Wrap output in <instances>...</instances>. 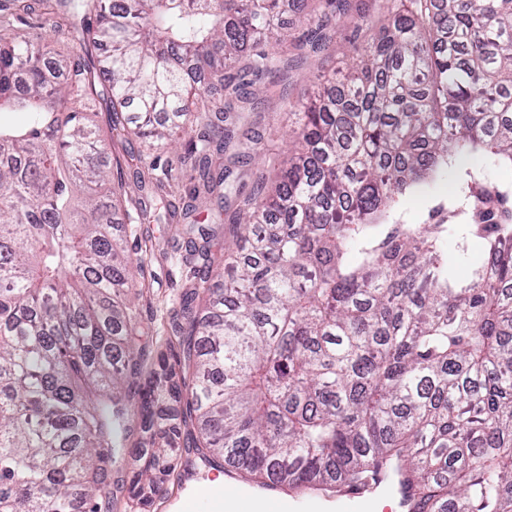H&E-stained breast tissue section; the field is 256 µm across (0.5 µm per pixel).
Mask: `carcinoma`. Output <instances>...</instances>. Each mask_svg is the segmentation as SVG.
Returning a JSON list of instances; mask_svg holds the SVG:
<instances>
[{
  "instance_id": "carcinoma-1",
  "label": "carcinoma",
  "mask_w": 512,
  "mask_h": 512,
  "mask_svg": "<svg viewBox=\"0 0 512 512\" xmlns=\"http://www.w3.org/2000/svg\"><path fill=\"white\" fill-rule=\"evenodd\" d=\"M96 25L80 45L91 72L48 61L0 28V512H109L120 418L152 443L132 455L131 499L149 503L192 450L260 486L354 487L394 467L411 512H512V0H399L391 21L352 43L359 65L289 113L296 150L233 224L248 254L192 242L194 288L175 329L181 368L139 374L125 346V291L140 262L113 232L119 196L94 124L112 94V136L173 145L220 89L278 70L294 0H58ZM332 12L298 49L316 51ZM28 114L15 125L4 112ZM179 162L211 193L230 130L208 123ZM485 157L490 181L470 160ZM455 178L428 224L404 219L420 187ZM130 224L174 217L168 204ZM453 239L484 257L459 274Z\"/></svg>"
}]
</instances>
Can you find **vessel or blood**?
<instances>
[{
    "label": "vessel or blood",
    "instance_id": "vessel-or-blood-1",
    "mask_svg": "<svg viewBox=\"0 0 512 512\" xmlns=\"http://www.w3.org/2000/svg\"><path fill=\"white\" fill-rule=\"evenodd\" d=\"M384 472H377L368 486L336 490L332 486H316L303 492L288 493L279 488L269 490L263 500L264 512H318L319 502L335 503L336 512H368L382 498L380 489ZM183 512H251L245 491L234 471H226L223 486L204 488L187 495Z\"/></svg>",
    "mask_w": 512,
    "mask_h": 512
}]
</instances>
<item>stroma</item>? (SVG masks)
<instances>
[{"label":"stroma","mask_w":512,"mask_h":512,"mask_svg":"<svg viewBox=\"0 0 512 512\" xmlns=\"http://www.w3.org/2000/svg\"><path fill=\"white\" fill-rule=\"evenodd\" d=\"M33 9L22 18L11 19L14 31L23 33L30 41L40 44L48 57H64L98 68L100 56L95 51H84L77 39L76 30L82 19L71 14L64 25H57L54 15L41 7V0H29ZM357 15H341L336 19V33L328 51L297 55L287 50L286 64L275 73L262 76L256 85L263 94L255 110L232 113L227 122L233 132L224 148L223 162L231 176L224 187L223 197L201 194L197 201H190L189 192L199 183L198 174L182 166L173 153L159 148H149L139 139L110 142L112 127V97L108 89H101L97 97L95 122L103 137L108 138L107 152L113 179L125 185L127 207L138 202L150 201V191H139L136 172H143L146 180H163L172 206L179 208L178 217L168 224H118V231L127 235L129 246L143 264L137 275L138 286L131 290L126 302L135 313L139 325L132 342L141 350V379H148L158 354L168 357L181 355L177 343L171 342L172 328L180 322L179 299L193 281L185 263L188 235L186 227L197 224L213 226L216 212L233 216L244 199L252 195L257 179L274 184L277 174L287 159L289 104L306 103L313 91V74L317 68L329 71L346 70L351 61L350 45L362 37L358 32ZM140 154L156 158L157 170H148L145 163L130 164V156ZM145 439L140 417L127 423L125 453L119 454L112 467L113 479L122 480L124 487L115 491L110 512H134L135 505L129 498L127 482L133 476L131 451ZM219 468L179 466L167 478L162 493L155 495L145 512H181L183 490L194 491L213 485L222 476Z\"/></svg>","instance_id":"35a3bbf8"}]
</instances>
